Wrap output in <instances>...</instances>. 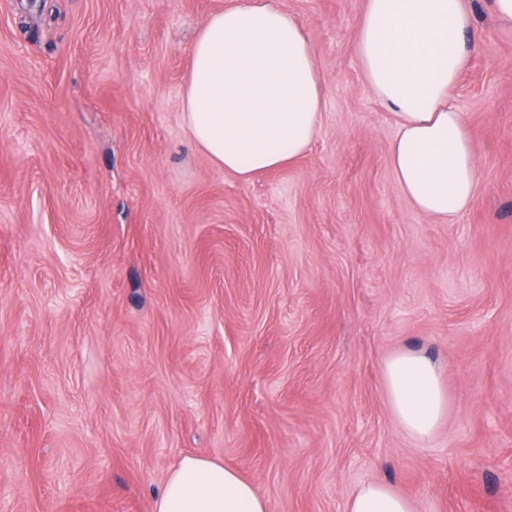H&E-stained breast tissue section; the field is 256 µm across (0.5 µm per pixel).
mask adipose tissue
I'll return each mask as SVG.
<instances>
[{
	"label": "adipose tissue",
	"mask_w": 512,
	"mask_h": 512,
	"mask_svg": "<svg viewBox=\"0 0 512 512\" xmlns=\"http://www.w3.org/2000/svg\"><path fill=\"white\" fill-rule=\"evenodd\" d=\"M354 45L366 81L393 110L398 132L388 162L405 197L425 215L454 220L479 184L472 133L452 91L477 47L464 0H368ZM324 94L305 27L271 0H236L199 28L182 118L215 166L247 179L287 166L317 135ZM390 407L426 441L448 410L442 369L404 350L385 363ZM153 512H268L253 485L223 464L183 457ZM348 512H413L382 482L361 485Z\"/></svg>",
	"instance_id": "ef3b65f1"
}]
</instances>
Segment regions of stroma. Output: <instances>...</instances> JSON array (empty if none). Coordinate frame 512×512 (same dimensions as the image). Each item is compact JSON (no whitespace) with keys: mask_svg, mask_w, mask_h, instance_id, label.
I'll return each mask as SVG.
<instances>
[{"mask_svg":"<svg viewBox=\"0 0 512 512\" xmlns=\"http://www.w3.org/2000/svg\"><path fill=\"white\" fill-rule=\"evenodd\" d=\"M231 0H0V512H152L186 455L268 512H512V25L468 0L453 91L481 179L416 210L354 46L365 0H275L316 47L318 133L242 180L182 124L196 32ZM443 369L434 436L383 365ZM384 375L390 407L412 437L429 440L448 410L442 387V369L416 351L404 350L385 363ZM347 512H413L411 501L382 482L361 485L348 501Z\"/></svg>","mask_w":512,"mask_h":512,"instance_id":"1","label":"stroma"}]
</instances>
